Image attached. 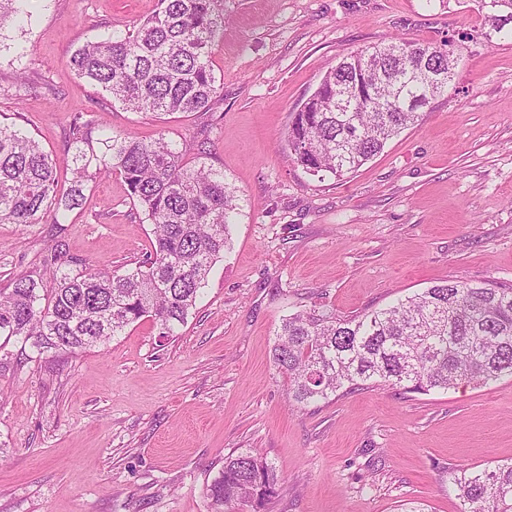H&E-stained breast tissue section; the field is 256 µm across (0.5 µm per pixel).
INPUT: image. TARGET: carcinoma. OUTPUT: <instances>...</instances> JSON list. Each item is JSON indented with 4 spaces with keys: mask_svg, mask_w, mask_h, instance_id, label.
<instances>
[{
    "mask_svg": "<svg viewBox=\"0 0 512 512\" xmlns=\"http://www.w3.org/2000/svg\"><path fill=\"white\" fill-rule=\"evenodd\" d=\"M28 0H0V28ZM161 9L124 33L88 42L71 56L77 74L102 88L112 104L158 122L205 110L220 85L211 62L224 36L222 0H160ZM492 30L512 39V0H474ZM457 60L444 48L395 38L344 55L294 112L286 146L307 172L339 180L379 154L414 125L444 93L423 67ZM97 115L70 120L74 180L62 201L83 199L84 182L120 173L129 198L153 225L151 251L123 274L64 271L62 256L46 266L56 284L21 275L0 293V335L31 342L37 352L72 355L106 342L148 319L173 336L196 306L212 267L231 248L237 194L224 172L189 164L178 144L160 133L93 138ZM56 170L39 141L16 126H0V218L34 224L54 197ZM288 377L290 401L307 405L369 382L427 394L462 384L487 387L512 378V287L448 281L388 308L338 319L327 311L284 319L271 349ZM267 458L234 452L208 488L213 512L239 501L263 508L278 492ZM459 512H512V461L449 479Z\"/></svg>",
    "mask_w": 512,
    "mask_h": 512,
    "instance_id": "obj_1",
    "label": "carcinoma"
}]
</instances>
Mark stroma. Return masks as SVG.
I'll return each instance as SVG.
<instances>
[{
    "label": "stroma",
    "mask_w": 512,
    "mask_h": 512,
    "mask_svg": "<svg viewBox=\"0 0 512 512\" xmlns=\"http://www.w3.org/2000/svg\"><path fill=\"white\" fill-rule=\"evenodd\" d=\"M34 2L30 21L0 28V123L40 142L58 193L70 117L93 111L223 170L239 214L177 335L144 320L65 357L0 336V512H211L207 487L241 449L278 469L268 512H458L449 472L512 458V380L297 406L271 347L298 311L347 319L448 280L512 285V41L486 34L473 0H224L217 98L160 125L70 65L159 0ZM396 37L450 44L447 93L344 179L308 174L285 149L292 112L343 54ZM84 195L59 221L0 220L1 291L58 253L74 271L120 273L149 253L119 174Z\"/></svg>",
    "instance_id": "stroma-1"
}]
</instances>
